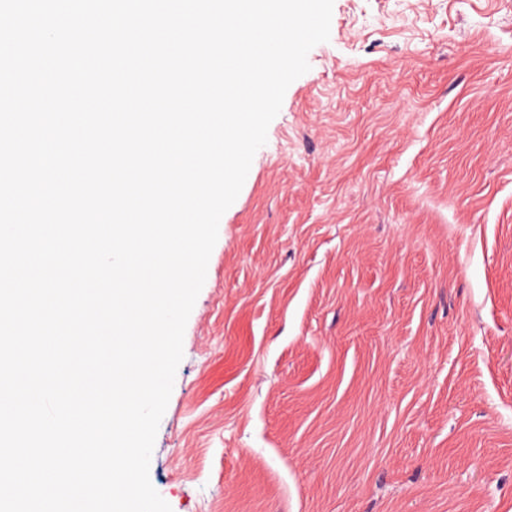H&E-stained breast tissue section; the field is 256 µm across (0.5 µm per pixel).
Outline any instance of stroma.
<instances>
[{
    "label": "stroma",
    "mask_w": 512,
    "mask_h": 512,
    "mask_svg": "<svg viewBox=\"0 0 512 512\" xmlns=\"http://www.w3.org/2000/svg\"><path fill=\"white\" fill-rule=\"evenodd\" d=\"M219 225L172 512H512V0H334Z\"/></svg>",
    "instance_id": "35a3bbf8"
}]
</instances>
